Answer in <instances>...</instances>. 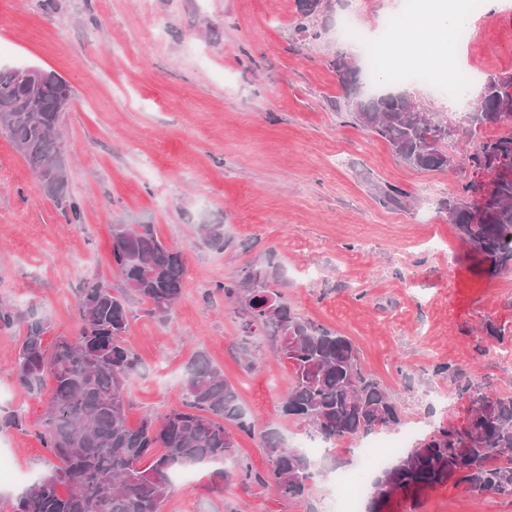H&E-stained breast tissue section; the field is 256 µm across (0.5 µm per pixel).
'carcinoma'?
Instances as JSON below:
<instances>
[{
	"label": "carcinoma",
	"instance_id": "obj_1",
	"mask_svg": "<svg viewBox=\"0 0 512 512\" xmlns=\"http://www.w3.org/2000/svg\"><path fill=\"white\" fill-rule=\"evenodd\" d=\"M348 99V116L366 132L388 143L410 166L446 171L468 165L493 175V189L473 197L477 186H463L460 195L441 202L440 209L469 242L483 273L490 277L512 268V73L486 77L479 111L458 133L479 140L471 153L447 151L455 135L429 140L432 130L448 127L423 111L403 86L394 92L354 97L361 68L345 54L331 61ZM71 98L67 81L42 72L30 90L17 79V69L0 67V131L11 141L38 179L43 192L67 216L81 223L82 211L57 163L63 150L58 127ZM500 125L507 132L488 138L481 128ZM383 203L401 207L407 194L398 187L379 188ZM198 232L208 247L224 249V225L201 224ZM112 264L123 280L115 292L102 280L80 290L75 336L57 337L53 350L44 345L45 320L0 301V333L23 326L15 382L20 393L48 392L41 420L43 447L56 463L16 498L13 512H160L172 489L174 471L202 464L224 465L233 458L235 441L224 423L251 435L254 421L246 417L236 387L201 352L190 362L183 380V407L160 420L144 417L132 427L126 404L130 380L139 362L127 344L129 302L164 321L182 296L183 253L167 247L152 224L112 225ZM277 271L248 265L241 274L218 286L224 299L246 314L249 333H271L274 349L291 366L292 382L282 413L307 431L336 443L401 423L397 400L365 375L357 350L346 336L294 311L281 293L269 288ZM482 396L487 411L469 418L466 427L441 425L393 463L371 476L366 512H380L398 497L418 499L424 492L452 481L473 494L492 492L512 498V396L495 391L463 389ZM272 485L284 498L307 494L315 463L299 448L288 446L280 433L262 434ZM223 480L242 485L265 482L248 465L221 471Z\"/></svg>",
	"mask_w": 512,
	"mask_h": 512
}]
</instances>
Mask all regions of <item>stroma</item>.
<instances>
[{
	"label": "stroma",
	"mask_w": 512,
	"mask_h": 512,
	"mask_svg": "<svg viewBox=\"0 0 512 512\" xmlns=\"http://www.w3.org/2000/svg\"><path fill=\"white\" fill-rule=\"evenodd\" d=\"M401 0H329L303 17L297 0H0V66L66 79L72 98L58 133L82 221L69 223L0 133V299L35 308L46 346L76 334L79 288L122 282L112 268V224L155 225L185 257L183 295L168 320L131 302L129 343L140 360L127 418H162L180 405L186 368L202 352L238 389L257 431L231 429L234 457L268 475L260 432L301 443L281 412L292 370L269 337L241 332L242 316L216 289L247 263L281 271L274 284L293 309L357 346L362 369L395 393L417 440L464 427L469 383L512 395V269L479 272L470 245L439 211L442 200L491 179L464 167L423 171L352 123L331 62L344 52L367 67L362 45L339 34L354 18L373 38ZM459 67L512 73V0H485ZM394 185L404 208L383 204ZM220 224L227 245L200 244L196 227ZM496 336H489V329ZM19 339L0 335V512L47 470L37 433L45 397L15 387ZM256 358L242 361L243 350ZM352 453L317 465L308 495L237 482L215 491V468L195 467L162 512H324ZM385 512H512V500L445 485Z\"/></svg>",
	"instance_id": "1"
}]
</instances>
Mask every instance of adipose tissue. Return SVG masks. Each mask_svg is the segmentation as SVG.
<instances>
[{
  "mask_svg": "<svg viewBox=\"0 0 512 512\" xmlns=\"http://www.w3.org/2000/svg\"><path fill=\"white\" fill-rule=\"evenodd\" d=\"M464 21L454 0H449L445 7L430 9L414 16L408 24V34L399 35L390 41L391 52L403 64L412 68L443 67L449 57L458 52L451 33Z\"/></svg>",
  "mask_w": 512,
  "mask_h": 512,
  "instance_id": "ef3b65f1",
  "label": "adipose tissue"
}]
</instances>
